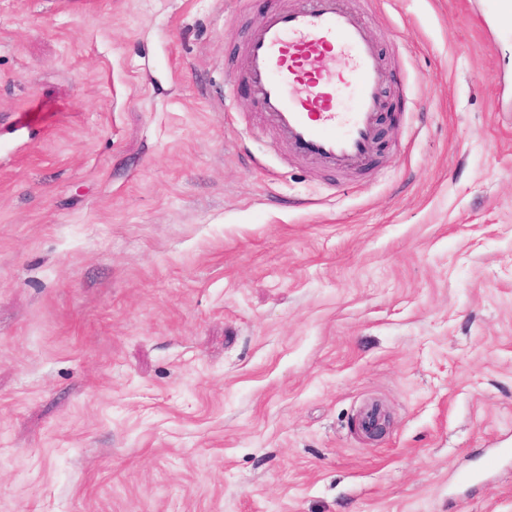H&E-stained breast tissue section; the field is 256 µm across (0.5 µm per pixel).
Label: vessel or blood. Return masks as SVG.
I'll return each mask as SVG.
<instances>
[{
  "label": "vessel or blood",
  "instance_id": "b4317fda",
  "mask_svg": "<svg viewBox=\"0 0 512 512\" xmlns=\"http://www.w3.org/2000/svg\"><path fill=\"white\" fill-rule=\"evenodd\" d=\"M243 49L252 97L289 151L335 175L365 169L379 140L387 66L355 0H292L250 27ZM336 57L342 79L321 83L324 60Z\"/></svg>",
  "mask_w": 512,
  "mask_h": 512
}]
</instances>
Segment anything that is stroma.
<instances>
[{
  "label": "stroma",
  "mask_w": 512,
  "mask_h": 512,
  "mask_svg": "<svg viewBox=\"0 0 512 512\" xmlns=\"http://www.w3.org/2000/svg\"><path fill=\"white\" fill-rule=\"evenodd\" d=\"M288 3L0 0V512H512V27L372 0L341 179L224 108Z\"/></svg>",
  "instance_id": "1"
}]
</instances>
